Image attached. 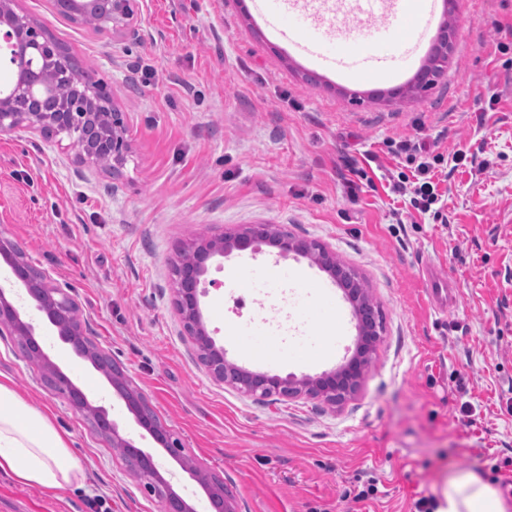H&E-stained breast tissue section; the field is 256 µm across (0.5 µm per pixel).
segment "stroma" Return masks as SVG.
I'll list each match as a JSON object with an SVG mask.
<instances>
[{
	"instance_id": "stroma-1",
	"label": "stroma",
	"mask_w": 512,
	"mask_h": 512,
	"mask_svg": "<svg viewBox=\"0 0 512 512\" xmlns=\"http://www.w3.org/2000/svg\"><path fill=\"white\" fill-rule=\"evenodd\" d=\"M344 38L362 19L383 24L385 0H285ZM77 64L103 80L124 112L133 149L120 175L79 165L69 139L0 135V235L76 301L90 340L124 371L157 420L237 512H416L450 476L472 471L512 495V0H458L447 72L426 92L387 102L408 85L443 19L425 18L411 66L356 81L313 63L282 38L258 0H142L145 39L123 40L18 0ZM411 139L443 164L441 218L393 211L390 176L404 164L389 141ZM466 158L454 162L455 153ZM282 226L324 245L370 290L382 320L357 394L333 405L271 401L215 382L173 305L172 263L219 227ZM451 278L459 303L433 311L422 269ZM328 275L275 248L214 257L200 285L202 318L229 361L269 375L336 370L357 341L341 288L336 318L323 307ZM261 331L269 361L250 364L234 330ZM52 359L137 446L171 472L177 492L210 506L202 488L141 435L105 377L58 337ZM71 435L82 487L50 494L0 474V512H160L119 451L49 389L16 337L0 339V376ZM478 415L467 423L462 403ZM374 477L375 498L347 493Z\"/></svg>"
}]
</instances>
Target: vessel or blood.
<instances>
[{"label": "vessel or blood", "instance_id": "obj_1", "mask_svg": "<svg viewBox=\"0 0 512 512\" xmlns=\"http://www.w3.org/2000/svg\"><path fill=\"white\" fill-rule=\"evenodd\" d=\"M289 37L311 53L317 63H333L342 73L357 71L364 62L375 63L377 69L388 64L404 65L410 62L422 38L420 27L410 29L398 25L370 26L359 30L354 48L330 45L321 25L313 23L308 15H294L286 27ZM428 294L436 311L444 312L455 306L458 290L453 281L439 277L434 270L426 272Z\"/></svg>", "mask_w": 512, "mask_h": 512}]
</instances>
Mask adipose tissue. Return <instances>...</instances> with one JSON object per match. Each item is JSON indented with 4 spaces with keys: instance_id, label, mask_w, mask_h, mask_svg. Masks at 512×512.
<instances>
[{
    "instance_id": "adipose-tissue-1",
    "label": "adipose tissue",
    "mask_w": 512,
    "mask_h": 512,
    "mask_svg": "<svg viewBox=\"0 0 512 512\" xmlns=\"http://www.w3.org/2000/svg\"><path fill=\"white\" fill-rule=\"evenodd\" d=\"M52 491L80 483L84 469L70 458L68 437L0 380V474ZM435 512H512L496 486L468 472L449 478Z\"/></svg>"
}]
</instances>
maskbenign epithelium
Listing matches in <instances>:
<instances>
[{"instance_id": "obj_1", "label": "benign epithelium", "mask_w": 512, "mask_h": 512, "mask_svg": "<svg viewBox=\"0 0 512 512\" xmlns=\"http://www.w3.org/2000/svg\"><path fill=\"white\" fill-rule=\"evenodd\" d=\"M60 10L76 14L96 30L112 31L125 39L140 40L135 20L139 0H52ZM457 0H444L445 21L436 36L434 55L407 87L387 92V98L416 95L430 88L448 67L455 35L454 17ZM44 29L26 15L17 12L14 0H0V71L14 73L7 90L0 89V135L27 132L66 137L83 163H112V174L120 173L132 149L129 126L112 98L111 90L88 72L75 67L64 51L48 53L44 47ZM68 92L69 101L58 111L48 105L57 87ZM266 245L286 256L295 254L319 265L344 288L353 307L359 336L352 355L338 369L319 376L301 378L270 376L248 371L224 357V348L216 345L200 312L199 285L208 270V262L250 246ZM0 258L5 262L4 280L14 287L18 299L34 302L43 316L40 324L22 315L15 301L7 298L0 285V325L9 335L26 340V357L43 370L49 386L67 390L71 405L92 419L95 427L112 438V447L139 469L141 486L161 503L163 512H197L190 500L174 490L171 481L161 474L154 456L135 445L119 432L118 424L109 419L108 411L92 404L69 377L55 364L38 340L56 336L74 355L96 367L106 363L108 355L87 337V325L78 314L75 300L51 284L34 269L23 251L10 239L0 236ZM174 307L191 336L200 359L212 378L224 385L261 398L276 400L306 397L340 404L354 396L368 372L372 354L380 338L371 298L356 274L344 269L319 242L301 239L273 224H257L241 229L218 230L196 239L180 251L173 262ZM110 385L137 426L173 456L182 470L205 490L214 512H236L232 499L224 492V483H210L200 474L192 460L179 455L170 433L150 414L143 396L133 389L117 367L108 369Z\"/></svg>"}]
</instances>
